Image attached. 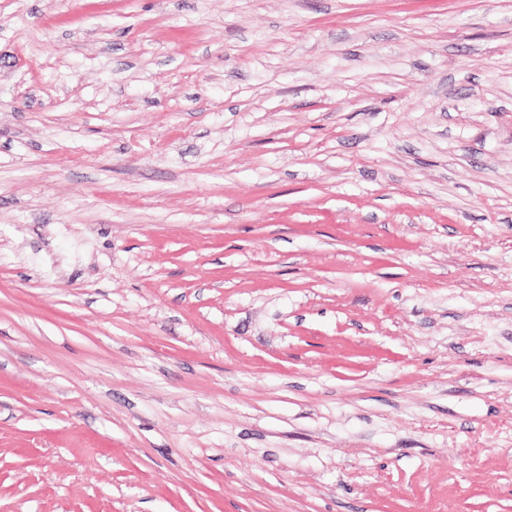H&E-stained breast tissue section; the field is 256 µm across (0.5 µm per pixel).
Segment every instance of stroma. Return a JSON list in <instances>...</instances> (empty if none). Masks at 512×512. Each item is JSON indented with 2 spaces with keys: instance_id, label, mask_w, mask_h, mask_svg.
<instances>
[{
  "instance_id": "35a3bbf8",
  "label": "stroma",
  "mask_w": 512,
  "mask_h": 512,
  "mask_svg": "<svg viewBox=\"0 0 512 512\" xmlns=\"http://www.w3.org/2000/svg\"><path fill=\"white\" fill-rule=\"evenodd\" d=\"M0 512H512V0H0Z\"/></svg>"
}]
</instances>
